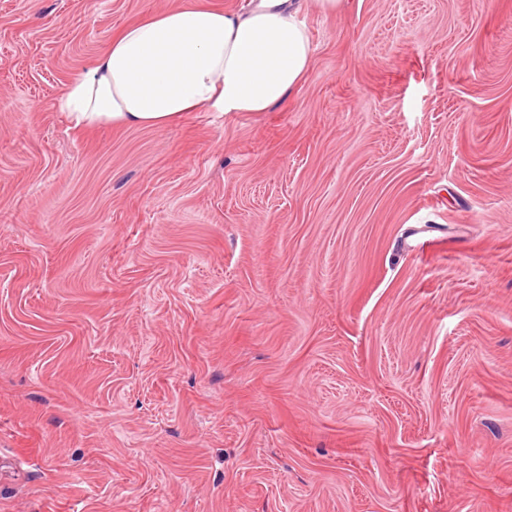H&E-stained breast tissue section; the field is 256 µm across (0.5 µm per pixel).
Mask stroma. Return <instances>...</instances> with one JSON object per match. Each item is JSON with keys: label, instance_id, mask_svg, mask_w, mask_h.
Here are the masks:
<instances>
[{"label": "stroma", "instance_id": "obj_1", "mask_svg": "<svg viewBox=\"0 0 512 512\" xmlns=\"http://www.w3.org/2000/svg\"><path fill=\"white\" fill-rule=\"evenodd\" d=\"M194 3L0 0V512H512V0H304L262 114L75 129Z\"/></svg>", "mask_w": 512, "mask_h": 512}]
</instances>
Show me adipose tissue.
Segmentation results:
<instances>
[{"label": "adipose tissue", "mask_w": 512, "mask_h": 512, "mask_svg": "<svg viewBox=\"0 0 512 512\" xmlns=\"http://www.w3.org/2000/svg\"><path fill=\"white\" fill-rule=\"evenodd\" d=\"M313 46L291 0L242 15L187 5L126 27L57 100L78 128H162L186 113L266 112L309 71Z\"/></svg>", "instance_id": "obj_1"}]
</instances>
